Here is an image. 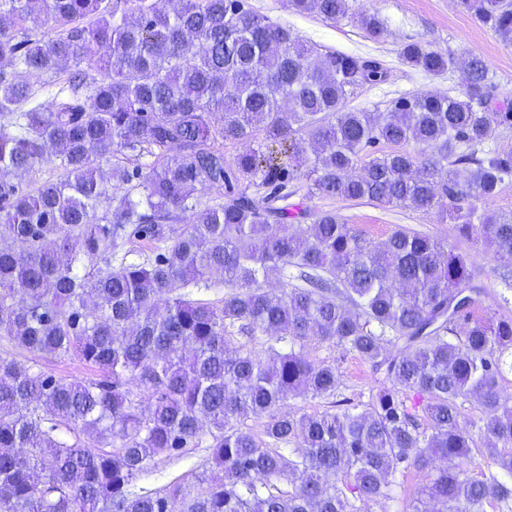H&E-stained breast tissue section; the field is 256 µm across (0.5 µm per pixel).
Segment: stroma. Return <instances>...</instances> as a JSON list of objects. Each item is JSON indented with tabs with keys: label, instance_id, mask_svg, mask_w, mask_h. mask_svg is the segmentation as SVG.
Returning a JSON list of instances; mask_svg holds the SVG:
<instances>
[{
	"label": "stroma",
	"instance_id": "stroma-1",
	"mask_svg": "<svg viewBox=\"0 0 512 512\" xmlns=\"http://www.w3.org/2000/svg\"><path fill=\"white\" fill-rule=\"evenodd\" d=\"M247 2L257 13L287 26L303 40L321 49L374 58L388 69L389 79L365 87L352 100V108L382 112L392 100L420 91L455 96L463 90L466 83L463 67L440 75H428L403 64L398 55L399 49L401 45L411 42L441 51L449 49L459 54L473 52L481 55L501 97L512 100V46L504 44L474 16L461 9L456 0H357V7L377 15L383 21L386 35L379 42L366 38L358 22L353 19L330 22L314 13L294 14L285 8L284 0ZM332 206L347 223L356 225L375 240H385L394 227L404 226L468 253L472 266L478 272V283L487 290L484 302L486 310L512 316V287L506 286L495 274L496 263L491 254L472 241L461 238L452 224L440 222L435 215L423 214L408 207H380L366 200H336ZM306 352L313 359L336 362L343 375L341 397L364 402L370 391L383 383L382 377L372 371L369 363L336 345L313 343L307 346ZM6 356L32 358L48 374L67 381L87 380L95 375L94 367L78 353L61 356L39 353L29 356L0 336V357ZM206 468L204 452L190 450L179 460L157 462L140 475L135 488L139 491L158 489L181 476L199 473Z\"/></svg>",
	"mask_w": 512,
	"mask_h": 512
}]
</instances>
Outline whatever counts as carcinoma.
<instances>
[{"label": "carcinoma", "instance_id": "1", "mask_svg": "<svg viewBox=\"0 0 512 512\" xmlns=\"http://www.w3.org/2000/svg\"><path fill=\"white\" fill-rule=\"evenodd\" d=\"M354 2L286 6L383 38ZM459 3L512 43V0ZM399 56L435 75L457 64L416 42ZM464 65L461 95L400 97L379 122L348 107L387 79L377 60L323 51L244 0H0V335L97 369L67 383L0 358V512H361L411 469L436 512L512 507V318L484 312L466 255L400 226L378 242L288 202L436 212L511 272L512 212L475 202L512 179V150L486 146L512 129V103L483 57ZM45 162L62 178L30 187ZM212 190L222 198L202 204ZM214 272L224 298L196 297ZM273 274L277 291L263 287ZM312 342L385 385L336 400L342 374ZM291 396L329 408L292 414ZM470 397L489 441L478 476L460 425ZM252 417L258 433L243 431ZM189 448L222 476L134 490Z\"/></svg>", "mask_w": 512, "mask_h": 512}]
</instances>
